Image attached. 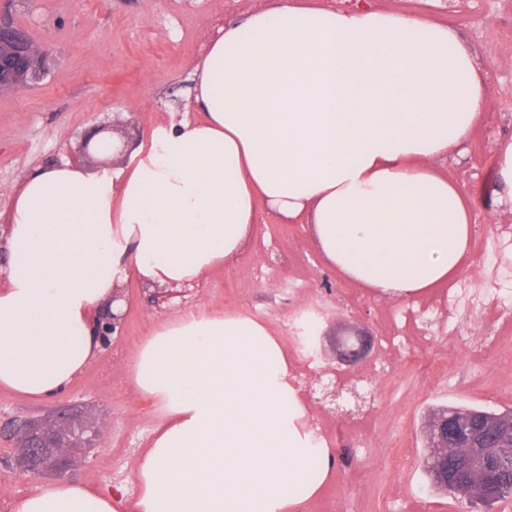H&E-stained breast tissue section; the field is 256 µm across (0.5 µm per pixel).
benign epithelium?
<instances>
[{
  "label": "benign epithelium",
  "mask_w": 512,
  "mask_h": 512,
  "mask_svg": "<svg viewBox=\"0 0 512 512\" xmlns=\"http://www.w3.org/2000/svg\"><path fill=\"white\" fill-rule=\"evenodd\" d=\"M48 55L46 47L37 46L28 31L10 20L0 18V92L13 91L40 81L45 75ZM128 311L99 318L98 335L110 343L121 335ZM370 351L368 337L358 338V347L350 350L344 362L355 366ZM309 393L324 410L350 415L367 402L358 386L336 384V374L323 372L310 381ZM73 405H58L39 417H0V437L13 443L14 463L32 478H62L74 465L73 450H89L100 437L98 424L84 420ZM463 419L448 411L434 416L428 428V456L435 465L430 488L446 490L448 486L464 485L472 498L489 495L492 473L512 466V448H489L482 456L475 455L469 444L477 433L462 432Z\"/></svg>",
  "instance_id": "7a95c632"
}]
</instances>
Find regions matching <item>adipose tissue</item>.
Segmentation results:
<instances>
[{
	"label": "adipose tissue",
	"instance_id": "ef3b65f1",
	"mask_svg": "<svg viewBox=\"0 0 512 512\" xmlns=\"http://www.w3.org/2000/svg\"><path fill=\"white\" fill-rule=\"evenodd\" d=\"M183 109L120 162L63 161L12 191L0 388L46 402L99 360L113 288L202 280L264 219L306 225L323 261L415 299L469 260L472 205L434 163L484 123L486 69L420 15L273 0L224 25ZM133 382L161 415L137 512H295L336 474L270 327L215 310L163 323ZM123 488L58 481L13 512H122Z\"/></svg>",
	"mask_w": 512,
	"mask_h": 512
}]
</instances>
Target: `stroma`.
Here are the masks:
<instances>
[{
    "label": "stroma",
    "instance_id": "1",
    "mask_svg": "<svg viewBox=\"0 0 512 512\" xmlns=\"http://www.w3.org/2000/svg\"><path fill=\"white\" fill-rule=\"evenodd\" d=\"M267 0H0V15L24 26L50 46L49 75L40 84L0 94V231L6 227L13 188L34 167L80 160V141L98 126L147 139L168 125L192 86L193 66L224 24L266 6ZM373 9L419 14L457 31L484 64L495 93L485 103L486 121L439 172L474 201L471 259L445 288L405 302L376 297L329 268L304 225H257L230 262L172 298L165 309L154 289L137 278L124 285L129 316L120 337L90 365L57 404H75L85 416L107 420L108 433L88 458L77 459L69 481L98 488L123 486L128 500L140 492L137 462L160 421L131 379L136 347L164 321L189 311L221 307L265 321L287 350L300 340L295 318L319 309L317 363L306 379L342 370L336 332L354 328L371 336H400L414 359L397 361L371 382L374 419L359 439L335 445L338 465L323 497L344 512H404L386 500L397 487L414 512H512V499L491 510L449 495L430 493L421 458L423 425L432 407L447 404L490 410L512 408V389L498 379L512 369L499 364L473 337L496 336L512 351V325L498 312L471 307L499 281L512 279V209L496 205L492 162L501 139L512 137V0H374ZM455 303L442 305L444 295ZM432 306L427 338H416L407 309ZM52 403V404H55ZM50 403H34L0 390V416L38 417ZM13 454L0 439V512L15 499L38 492L44 479L6 467Z\"/></svg>",
    "mask_w": 512,
    "mask_h": 512
}]
</instances>
